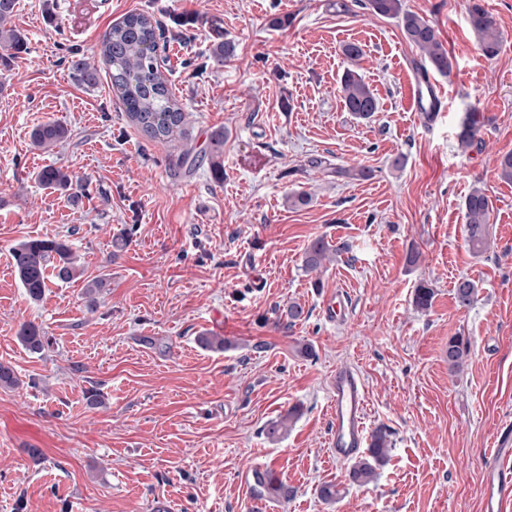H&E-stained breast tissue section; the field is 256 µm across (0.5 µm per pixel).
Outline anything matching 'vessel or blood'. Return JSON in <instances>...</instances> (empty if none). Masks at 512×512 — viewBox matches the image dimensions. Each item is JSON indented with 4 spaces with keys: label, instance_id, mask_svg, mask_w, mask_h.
I'll return each instance as SVG.
<instances>
[{
    "label": "vessel or blood",
    "instance_id": "vessel-or-blood-1",
    "mask_svg": "<svg viewBox=\"0 0 512 512\" xmlns=\"http://www.w3.org/2000/svg\"><path fill=\"white\" fill-rule=\"evenodd\" d=\"M411 96L417 111L444 109L445 91L433 81H418ZM365 406L360 376L349 368L337 369L330 387V445L337 459L350 458L363 447ZM483 512H512V427L508 425L497 430L494 446L485 456Z\"/></svg>",
    "mask_w": 512,
    "mask_h": 512
}]
</instances>
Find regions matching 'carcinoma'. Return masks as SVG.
Returning <instances> with one entry per match:
<instances>
[{"label":"carcinoma","instance_id":"carcinoma-1","mask_svg":"<svg viewBox=\"0 0 512 512\" xmlns=\"http://www.w3.org/2000/svg\"><path fill=\"white\" fill-rule=\"evenodd\" d=\"M17 0H0V56L8 57L20 49L24 38L11 25ZM364 7L372 13L389 19H396L405 39L421 53L420 73H436L447 77L453 69L452 58L438 38L432 24L424 17L407 11L403 0H366ZM469 24L477 37V45L487 57L498 54L501 36L492 15L479 2L469 8ZM162 39L160 24L152 16L144 13H131L106 31L101 39V54L110 67L111 85L119 93L130 121L153 141L172 142L183 139L189 123L188 113L177 104L169 88V83L158 55ZM235 45L224 40L213 45L211 57L217 64L234 57ZM70 67L79 81L92 86L98 82L97 68L75 53ZM341 93L345 111L362 120L370 119L379 111V101L354 69L344 72L341 79ZM485 117L480 112H469L457 133L459 145L470 148L480 141V131ZM70 136L68 128L57 122L48 121L33 129L31 140L38 148H52L66 141ZM224 151V131L212 133L209 148L204 155L210 161L214 174H222L219 158ZM37 180L45 187L60 191L73 189L77 178L65 166H49L37 174ZM491 202L480 188L470 191L464 200L465 240L475 255L489 248V216ZM336 251L333 245L318 237L311 241L304 251L303 267L312 272L318 270ZM12 261L16 276L27 297L40 301L55 279L70 282L81 275L75 263L74 254L68 244L60 240L34 238L24 241L12 250ZM475 281L461 277L454 283V297L457 305L470 306L477 295ZM17 336L22 345L32 352H39L49 345V337L43 329L32 323L20 325ZM471 351L470 342L462 336L448 340L445 356L448 366H461ZM296 410L264 427L266 436L274 441L288 429ZM390 440L383 429L371 435L368 457L353 466L351 477L360 484L369 483L376 466L382 464L388 453Z\"/></svg>","mask_w":512,"mask_h":512}]
</instances>
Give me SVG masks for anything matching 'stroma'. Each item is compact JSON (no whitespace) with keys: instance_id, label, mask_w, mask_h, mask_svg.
I'll use <instances>...</instances> for the list:
<instances>
[{"instance_id":"1","label":"stroma","mask_w":512,"mask_h":512,"mask_svg":"<svg viewBox=\"0 0 512 512\" xmlns=\"http://www.w3.org/2000/svg\"><path fill=\"white\" fill-rule=\"evenodd\" d=\"M483 3L503 39L493 58L477 46L470 0H404L453 61L447 108L428 123L409 97L418 50L363 0H20L24 48L0 59V363L19 380L0 388V512H153L159 499L173 512H482L483 458L512 424V183L499 176L512 152V0ZM133 12L188 20L167 41L187 140L144 136L112 89L100 40ZM275 16L287 25L270 26ZM219 39L236 47L221 65ZM349 41L380 99L368 122L341 102ZM74 50L95 64V86L74 78ZM473 111L486 117L481 145L464 149L456 131ZM50 120L69 138L35 148L32 130ZM217 130L223 177L181 163ZM49 165L75 174L79 203L37 182ZM338 166L372 175L340 178ZM476 186L492 204L480 256L464 240ZM299 192L310 202L291 206ZM318 237L341 251L314 275L302 256ZM32 238L66 241L84 270L37 303L11 259ZM101 274L105 291L84 295ZM463 276L478 285L467 308L453 295ZM339 289L350 300L333 323L322 302ZM294 302L306 320L289 321ZM25 322L49 348L21 345ZM203 333L224 349L202 348ZM455 336L471 343L457 372L443 357ZM342 366L363 380L366 432L390 435L363 486L329 447ZM294 406L299 419L268 440L264 426ZM255 469L291 497L259 495ZM327 482L341 491L330 504L318 497Z\"/></svg>"}]
</instances>
